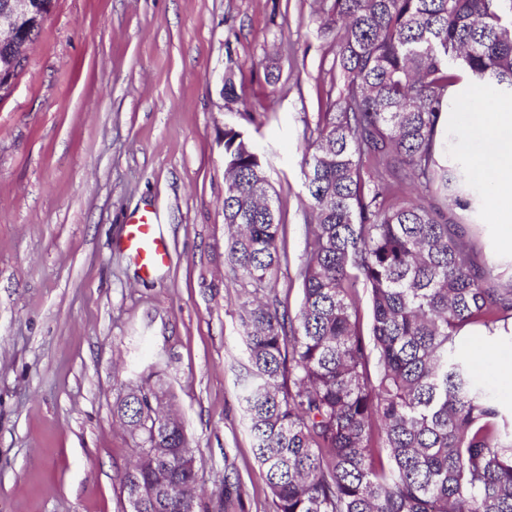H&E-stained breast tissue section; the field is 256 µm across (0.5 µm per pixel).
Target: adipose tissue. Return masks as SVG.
I'll return each instance as SVG.
<instances>
[{
    "mask_svg": "<svg viewBox=\"0 0 512 512\" xmlns=\"http://www.w3.org/2000/svg\"><path fill=\"white\" fill-rule=\"evenodd\" d=\"M479 112H452L448 129L458 139L448 157L465 166L493 215L500 247L512 253V101L478 89Z\"/></svg>",
    "mask_w": 512,
    "mask_h": 512,
    "instance_id": "1",
    "label": "adipose tissue"
}]
</instances>
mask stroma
Segmentation results:
<instances>
[{
	"instance_id": "obj_1",
	"label": "stroma",
	"mask_w": 512,
	"mask_h": 512,
	"mask_svg": "<svg viewBox=\"0 0 512 512\" xmlns=\"http://www.w3.org/2000/svg\"><path fill=\"white\" fill-rule=\"evenodd\" d=\"M324 21L320 0H56L0 100V512H120L132 440L112 405L151 375L208 512H274L242 401L223 132L267 160L284 218L271 283L297 311L305 131L334 78ZM145 213L169 255L150 274L120 246Z\"/></svg>"
}]
</instances>
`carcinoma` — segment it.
Here are the masks:
<instances>
[{
	"mask_svg": "<svg viewBox=\"0 0 512 512\" xmlns=\"http://www.w3.org/2000/svg\"><path fill=\"white\" fill-rule=\"evenodd\" d=\"M54 0H40V34ZM336 100L304 155L313 223L290 313L260 293L282 214L249 137L224 127L225 259L244 291L245 409L274 512H512V414L474 377L472 332L512 344V265L477 257L448 113L473 81L512 96V0H331ZM369 304L360 314L361 295ZM129 512H205L176 414L147 389Z\"/></svg>",
	"mask_w": 512,
	"mask_h": 512,
	"instance_id": "carcinoma-1",
	"label": "carcinoma"
}]
</instances>
